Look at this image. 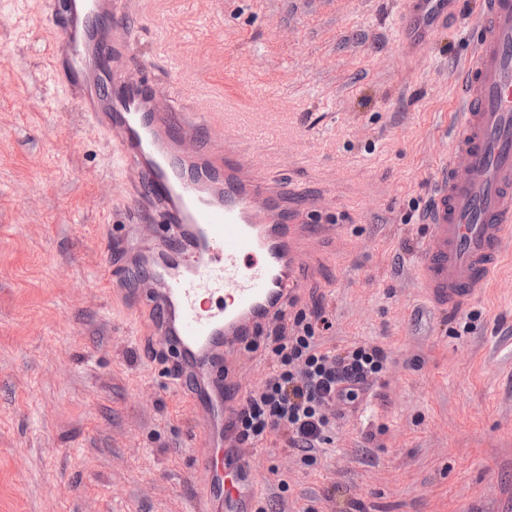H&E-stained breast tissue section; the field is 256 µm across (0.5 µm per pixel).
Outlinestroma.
<instances>
[{
    "mask_svg": "<svg viewBox=\"0 0 512 512\" xmlns=\"http://www.w3.org/2000/svg\"><path fill=\"white\" fill-rule=\"evenodd\" d=\"M415 2L138 0L127 17L140 50L160 33L184 62L150 59L153 80L184 103L223 90L273 129L255 152L288 197L316 200L288 315L323 300L328 345L388 356L315 465L254 449L288 483L266 484L273 512H512V256L447 312L414 278L484 0L411 53ZM51 27L43 0H0V512H195L188 400L98 284L120 172L52 76Z\"/></svg>",
    "mask_w": 512,
    "mask_h": 512,
    "instance_id": "35a3bbf8",
    "label": "stroma"
}]
</instances>
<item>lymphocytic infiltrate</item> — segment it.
Masks as SVG:
<instances>
[{
    "instance_id": "obj_1",
    "label": "lymphocytic infiltrate",
    "mask_w": 512,
    "mask_h": 512,
    "mask_svg": "<svg viewBox=\"0 0 512 512\" xmlns=\"http://www.w3.org/2000/svg\"><path fill=\"white\" fill-rule=\"evenodd\" d=\"M332 326L317 303L293 320L279 315L256 328L245 348L264 350L270 364L233 423L241 447L288 448L309 466L320 448L331 444L338 420L357 408L387 364L378 346L327 347L325 333Z\"/></svg>"
}]
</instances>
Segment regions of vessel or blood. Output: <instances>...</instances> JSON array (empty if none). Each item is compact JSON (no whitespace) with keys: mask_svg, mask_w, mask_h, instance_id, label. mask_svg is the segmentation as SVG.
Instances as JSON below:
<instances>
[{"mask_svg":"<svg viewBox=\"0 0 512 512\" xmlns=\"http://www.w3.org/2000/svg\"><path fill=\"white\" fill-rule=\"evenodd\" d=\"M454 2L419 0L401 19L404 48L427 45ZM44 4L52 73L124 174L129 219L113 250L140 277L127 285L104 261L107 290L172 353L168 380L190 397L201 434L192 462L200 512H256L263 475L230 428L246 391L235 362L299 287L304 212L251 164L243 145L263 135L220 92L200 86L184 107L148 79L135 28L115 21L130 0ZM462 83L416 266L438 309L478 298L512 245V0H485Z\"/></svg>","mask_w":512,"mask_h":512,"instance_id":"1","label":"vessel or blood"}]
</instances>
